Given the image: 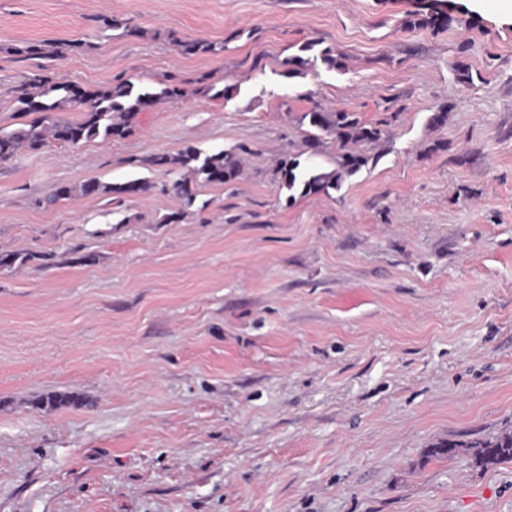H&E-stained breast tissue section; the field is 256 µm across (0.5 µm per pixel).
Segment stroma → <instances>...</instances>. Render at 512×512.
Returning <instances> with one entry per match:
<instances>
[{
  "label": "stroma",
  "mask_w": 512,
  "mask_h": 512,
  "mask_svg": "<svg viewBox=\"0 0 512 512\" xmlns=\"http://www.w3.org/2000/svg\"><path fill=\"white\" fill-rule=\"evenodd\" d=\"M449 1L0 0L2 131L42 79L183 91L0 162V254L25 258L0 268V512H512V461L467 450L512 431V14ZM313 40L341 70L295 62ZM317 106L387 138L293 197L282 158L336 166ZM189 146L240 174L165 224L184 171L152 160Z\"/></svg>",
  "instance_id": "stroma-1"
}]
</instances>
